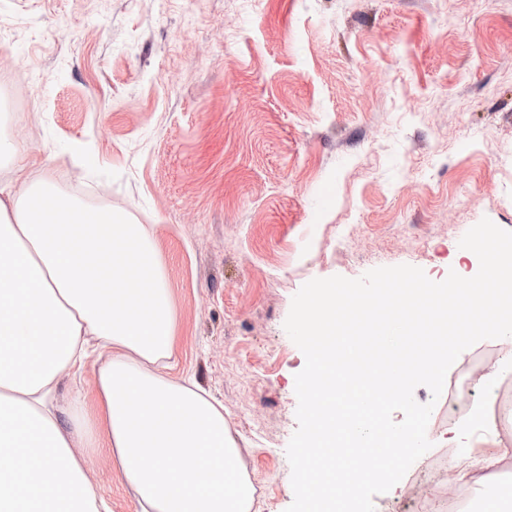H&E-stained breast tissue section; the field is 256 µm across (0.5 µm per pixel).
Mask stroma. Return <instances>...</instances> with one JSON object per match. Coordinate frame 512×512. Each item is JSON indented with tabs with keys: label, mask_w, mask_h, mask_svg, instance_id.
<instances>
[{
	"label": "stroma",
	"mask_w": 512,
	"mask_h": 512,
	"mask_svg": "<svg viewBox=\"0 0 512 512\" xmlns=\"http://www.w3.org/2000/svg\"><path fill=\"white\" fill-rule=\"evenodd\" d=\"M15 75L0 133L29 172L157 239L172 376L223 404L253 512L294 499L305 357L284 322L300 288L402 264L471 277L465 233L484 218L512 232V0H0V82ZM500 350L480 341L448 379L480 383ZM414 398L435 404V457L472 447L447 397ZM86 468L112 512H135L105 451ZM473 473L446 470L439 495L512 512V465L486 486ZM425 488L413 464L375 512Z\"/></svg>",
	"instance_id": "1"
}]
</instances>
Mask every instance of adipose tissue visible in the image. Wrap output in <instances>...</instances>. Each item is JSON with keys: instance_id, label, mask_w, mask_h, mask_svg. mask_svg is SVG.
<instances>
[{"instance_id": "ef3b65f1", "label": "adipose tissue", "mask_w": 512, "mask_h": 512, "mask_svg": "<svg viewBox=\"0 0 512 512\" xmlns=\"http://www.w3.org/2000/svg\"><path fill=\"white\" fill-rule=\"evenodd\" d=\"M0 512H100L85 456L106 449L137 512H250L255 488L199 386L171 378L176 315L154 237L29 178L0 135ZM92 364L97 413L58 382Z\"/></svg>"}]
</instances>
